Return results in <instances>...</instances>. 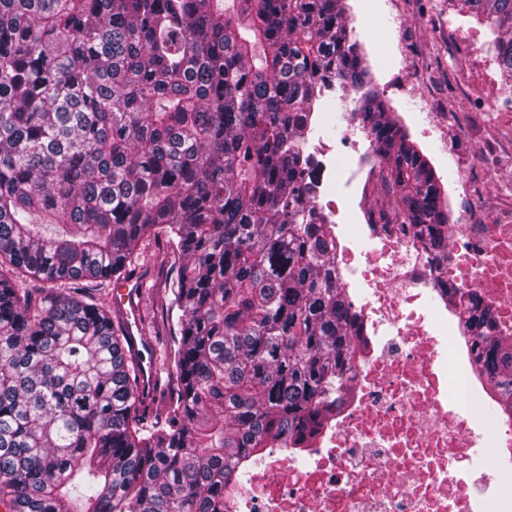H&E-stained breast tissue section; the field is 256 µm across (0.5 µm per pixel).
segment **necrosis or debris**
<instances>
[{
  "label": "necrosis or debris",
  "instance_id": "obj_1",
  "mask_svg": "<svg viewBox=\"0 0 512 512\" xmlns=\"http://www.w3.org/2000/svg\"><path fill=\"white\" fill-rule=\"evenodd\" d=\"M338 140L303 147L318 173L316 201L336 234L337 267L366 339L354 389L305 463L277 448L255 465L229 512H512V419L462 417L484 401L442 282L479 294L512 333V210L489 224L453 225L439 280L409 225L370 202V135L342 115ZM490 449L489 471L474 447Z\"/></svg>",
  "mask_w": 512,
  "mask_h": 512
}]
</instances>
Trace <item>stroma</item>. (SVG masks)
<instances>
[{"instance_id":"1","label":"stroma","mask_w":512,"mask_h":512,"mask_svg":"<svg viewBox=\"0 0 512 512\" xmlns=\"http://www.w3.org/2000/svg\"><path fill=\"white\" fill-rule=\"evenodd\" d=\"M348 27L365 53L372 84L383 91L400 125L426 155L447 199L452 223H489L511 200L503 195V183L488 181L482 154L483 128L472 139L461 140L438 120L433 135H424L416 114L424 103L434 111L478 112L480 101L467 92L469 80L488 75L500 85L499 70H485L487 59L485 28L449 12L448 0H346ZM470 34L472 51L461 49L457 33ZM402 78V90H392L394 78ZM163 238L143 239L138 246L139 281L136 298L141 326L152 330L160 323L163 288L173 279V263H160Z\"/></svg>"}]
</instances>
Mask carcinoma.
Instances as JSON below:
<instances>
[{"instance_id":"carcinoma-1","label":"carcinoma","mask_w":512,"mask_h":512,"mask_svg":"<svg viewBox=\"0 0 512 512\" xmlns=\"http://www.w3.org/2000/svg\"><path fill=\"white\" fill-rule=\"evenodd\" d=\"M448 3L512 87V0ZM333 84L358 94L381 188L444 277L441 183L372 86L344 0H0L4 512H227L266 452L315 447L364 344L303 152ZM152 235L180 262L161 411L121 312L85 299L130 278ZM441 296L512 418V334L478 294Z\"/></svg>"}]
</instances>
